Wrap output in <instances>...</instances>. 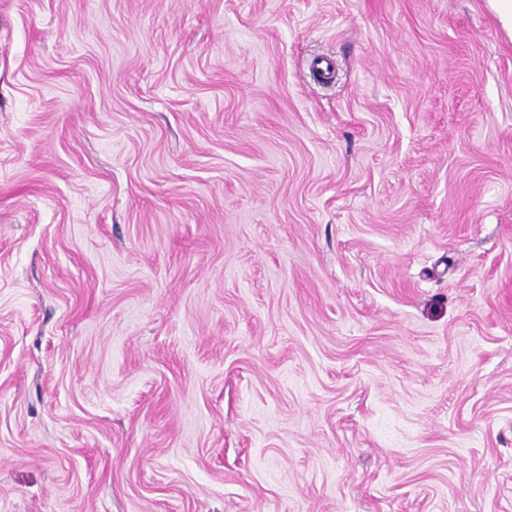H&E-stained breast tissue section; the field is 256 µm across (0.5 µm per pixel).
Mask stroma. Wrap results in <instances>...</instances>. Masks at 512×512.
Instances as JSON below:
<instances>
[{"instance_id":"35a3bbf8","label":"stroma","mask_w":512,"mask_h":512,"mask_svg":"<svg viewBox=\"0 0 512 512\" xmlns=\"http://www.w3.org/2000/svg\"><path fill=\"white\" fill-rule=\"evenodd\" d=\"M0 512H512L489 0H0Z\"/></svg>"}]
</instances>
